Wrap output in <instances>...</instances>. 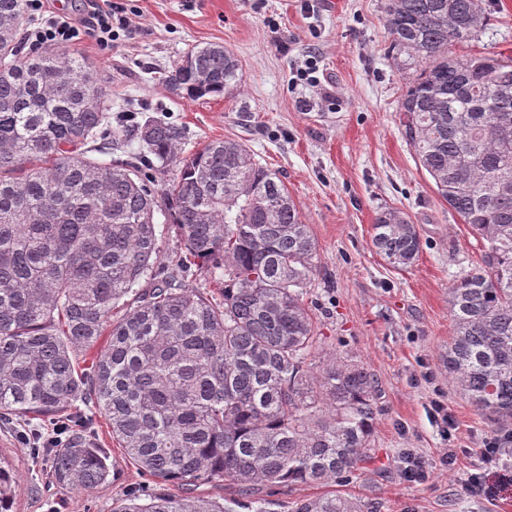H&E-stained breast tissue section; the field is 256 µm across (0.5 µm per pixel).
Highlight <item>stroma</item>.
Returning <instances> with one entry per match:
<instances>
[{"mask_svg":"<svg viewBox=\"0 0 512 512\" xmlns=\"http://www.w3.org/2000/svg\"><path fill=\"white\" fill-rule=\"evenodd\" d=\"M386 0H132L133 35L109 47L73 49L93 63L112 98V125L129 129L157 117L182 126L180 156L213 140L244 143L278 172L318 244L306 302L322 342L317 360L340 354L361 361L381 395L367 475L343 486L374 512H512V489L466 494L476 448L490 438L478 412L448 384L443 357L452 336L448 290L480 260L481 244L418 167L399 111L405 74L388 54ZM488 23L458 55L512 57V0H482ZM224 45L239 60L237 86L190 100L160 77L189 50ZM313 79L297 72L307 58ZM331 100H324L323 90ZM396 207L417 224L423 249L405 270L372 245L378 212ZM96 447L112 477L90 492L59 487L19 432L48 440L52 420L0 424V464L17 478L12 512H112L114 498L145 478L88 409ZM456 429L444 440L443 415ZM458 455L443 465L446 447ZM423 462L426 480L406 481V457Z\"/></svg>","mask_w":512,"mask_h":512,"instance_id":"1","label":"stroma"}]
</instances>
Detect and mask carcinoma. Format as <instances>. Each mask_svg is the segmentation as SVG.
<instances>
[{
    "instance_id": "cac0c4a2",
    "label": "carcinoma",
    "mask_w": 512,
    "mask_h": 512,
    "mask_svg": "<svg viewBox=\"0 0 512 512\" xmlns=\"http://www.w3.org/2000/svg\"><path fill=\"white\" fill-rule=\"evenodd\" d=\"M25 22L22 0H0V420L92 405L153 483L112 512H278L261 488L368 471L378 382L344 357L314 366L305 296L318 246L278 174L235 140L181 158L185 131L165 121L133 130L149 166H179L159 190L127 164L86 156L112 101L73 51L20 56ZM385 23L392 60L420 70L400 106L416 162L483 248L448 289V378L512 441V61L452 52L487 25L482 0H387ZM239 70L224 46H195L164 82L189 99L219 96ZM160 203L183 242L171 265ZM372 243L398 269L422 250L397 209L378 213ZM194 267L219 293L183 285ZM43 452L61 486L108 483L107 454L79 425ZM223 480L238 488L225 504L169 491ZM15 483L0 466V512H11ZM364 508L329 492L286 512Z\"/></svg>"
}]
</instances>
